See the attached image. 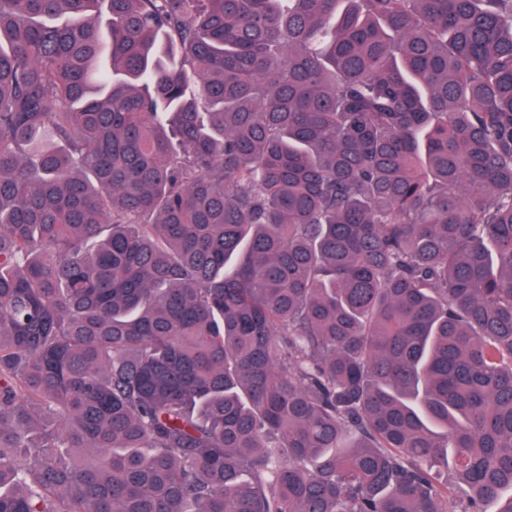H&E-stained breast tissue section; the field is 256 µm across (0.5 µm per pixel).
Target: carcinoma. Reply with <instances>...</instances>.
Returning <instances> with one entry per match:
<instances>
[{"label": "carcinoma", "mask_w": 512, "mask_h": 512, "mask_svg": "<svg viewBox=\"0 0 512 512\" xmlns=\"http://www.w3.org/2000/svg\"><path fill=\"white\" fill-rule=\"evenodd\" d=\"M0 512H512V0H0Z\"/></svg>", "instance_id": "1"}]
</instances>
